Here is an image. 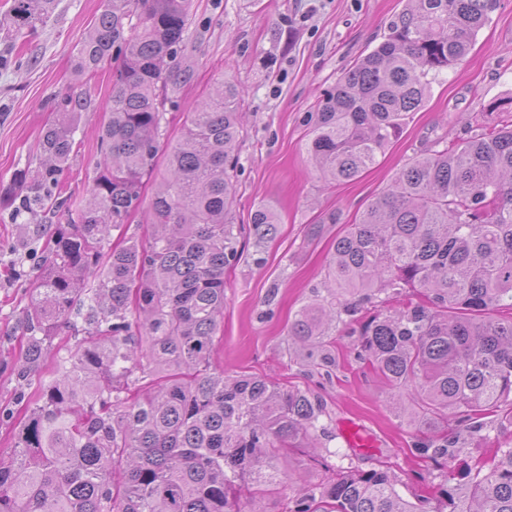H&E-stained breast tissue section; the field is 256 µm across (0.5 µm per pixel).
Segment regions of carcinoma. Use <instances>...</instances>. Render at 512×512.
I'll list each match as a JSON object with an SVG mask.
<instances>
[{
	"label": "carcinoma",
	"instance_id": "obj_1",
	"mask_svg": "<svg viewBox=\"0 0 512 512\" xmlns=\"http://www.w3.org/2000/svg\"><path fill=\"white\" fill-rule=\"evenodd\" d=\"M54 2L13 0L18 28L44 23ZM190 4L106 0L75 47L81 75L115 64L103 164L89 200L49 231L23 315L19 384L41 369L60 323L83 316L85 336L24 408L13 455L0 461V512H240L242 493L259 499L285 482L290 512H512V439L446 491L444 509L403 499L383 468L308 486L287 454L312 438L316 403L265 377L224 374L242 91L221 82L165 142L167 107L191 79L180 57ZM497 4L406 0L385 40L318 105L306 150L324 181L355 180L376 163L424 103L428 76L463 60ZM53 105L43 166L13 177L31 214L65 205L55 190L88 98L71 87ZM161 166L148 241L112 248L111 231ZM251 224L257 241L271 240L277 214L260 205ZM324 288L289 335L317 346L333 324L358 334L357 359L396 400L411 397L419 455L448 460V431L479 433L490 414L512 426V124L412 158L336 238Z\"/></svg>",
	"mask_w": 512,
	"mask_h": 512
}]
</instances>
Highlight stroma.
<instances>
[{
    "mask_svg": "<svg viewBox=\"0 0 512 512\" xmlns=\"http://www.w3.org/2000/svg\"><path fill=\"white\" fill-rule=\"evenodd\" d=\"M12 0H0V191L13 187L19 169H39V140L56 118L55 94L76 87L91 104L77 118L73 151L61 177L72 204L89 197L100 159L98 132L108 120L112 70L80 76L74 48L102 10V0H56L50 18L36 30L18 29ZM405 0H192V22L181 54L194 69L191 83L167 114L168 135H180L182 113L213 93L219 81L243 92V133L236 177L235 227L239 258L224 278L223 343L228 374L265 375L308 391L320 407L315 448L293 450L290 464L307 483L320 484L325 457L336 468L387 465L406 500L432 496L449 479H462L477 461L489 459L498 436L461 433L444 466L419 457L418 433L396 407L387 384L355 357L357 337L331 332V366L317 365L309 347L289 328L297 312L322 291L332 245L344 225L386 191L410 159L448 138L512 121L497 103L512 99V0H499L465 59L432 81L422 107L411 114L376 163L356 180L325 184L307 158L310 117L326 91L354 63L383 41ZM279 216L274 239L256 243L248 232L258 205ZM340 213L337 224L309 236L321 214ZM65 212L34 215L0 202V408L14 407L21 387L15 369L30 282L43 260L45 235ZM353 422L375 445L349 447L342 436ZM327 464V465H328Z\"/></svg>",
    "mask_w": 512,
    "mask_h": 512,
    "instance_id": "35a3bbf8",
    "label": "stroma"
}]
</instances>
